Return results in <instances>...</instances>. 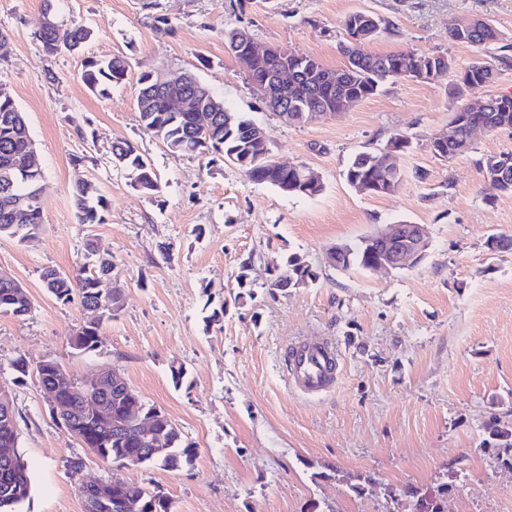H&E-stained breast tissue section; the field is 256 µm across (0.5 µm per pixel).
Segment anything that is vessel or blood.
Returning <instances> with one entry per match:
<instances>
[{
	"mask_svg": "<svg viewBox=\"0 0 512 512\" xmlns=\"http://www.w3.org/2000/svg\"><path fill=\"white\" fill-rule=\"evenodd\" d=\"M336 362L337 352L331 343L315 342L297 347L288 357L291 382L307 394L326 390L337 378Z\"/></svg>",
	"mask_w": 512,
	"mask_h": 512,
	"instance_id": "1",
	"label": "vessel or blood"
}]
</instances>
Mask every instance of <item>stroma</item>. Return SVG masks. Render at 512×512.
<instances>
[{
  "label": "stroma",
  "mask_w": 512,
  "mask_h": 512,
  "mask_svg": "<svg viewBox=\"0 0 512 512\" xmlns=\"http://www.w3.org/2000/svg\"><path fill=\"white\" fill-rule=\"evenodd\" d=\"M43 8L44 0H0L8 35L0 86L25 113L44 172L39 236L0 237V271L32 303L25 317L0 314V386L12 392L32 481L21 512H83L79 483L100 479L161 486L175 512H304L312 500L324 512H389L380 491L358 499L350 482L371 472L392 485H430L454 464L465 477L448 512H512V474L494 469L479 447L482 424L512 410V252L486 246L490 236L512 235V195L484 178L479 161L512 151V129L476 132L470 152L445 162L430 149L463 104L512 95V67L497 53L448 39L457 24L480 18L512 44V0H54L59 20L95 33L81 53L55 56L34 37ZM354 11L393 24L369 51H441L451 69L430 83L386 84L350 110L289 126L264 107L224 43L226 30L245 28L259 44L338 69L341 22ZM160 17L172 33L157 30ZM115 54L128 61L126 80L109 95L92 94L80 79L85 60ZM476 61L493 69V81L454 94L460 71ZM147 70L195 74L264 128L277 161L314 168L323 192L287 196L221 156L171 154L137 122V80ZM397 134L412 143L398 158L400 189L376 196L350 187V159L383 151ZM118 140L138 145L160 193L128 185L111 160ZM76 155L85 165H72ZM81 177L108 198L107 223H77L70 189ZM399 221L427 232V253L414 267L329 266L332 246ZM89 238L111 256L104 286L121 289L123 303L102 325L100 348L79 354L67 338L83 323L82 309L57 302L41 274L77 273ZM292 254L316 281L269 292L271 270ZM242 272L254 299L237 297ZM208 301L223 307L220 321L204 323ZM318 336L335 346L340 379L330 393L303 397L288 386L283 351ZM20 356L33 366L57 359L78 379L116 367L196 443L193 466L103 463L51 418L35 376L15 384ZM174 363L187 371L179 387ZM332 467L337 477L312 481V472Z\"/></svg>",
  "instance_id": "obj_1"
}]
</instances>
